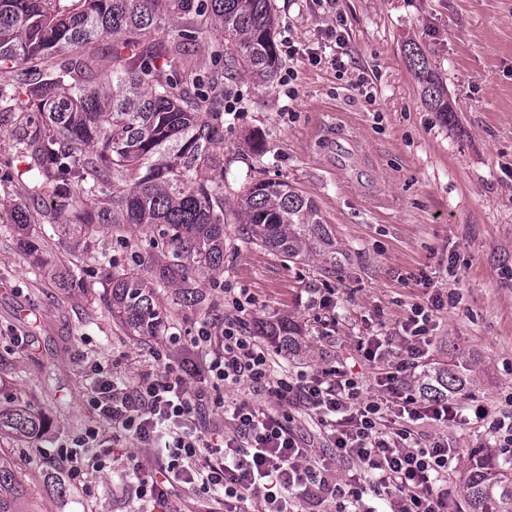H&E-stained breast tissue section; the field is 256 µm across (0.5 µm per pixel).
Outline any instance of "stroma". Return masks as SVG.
Here are the masks:
<instances>
[{"label":"stroma","mask_w":512,"mask_h":512,"mask_svg":"<svg viewBox=\"0 0 512 512\" xmlns=\"http://www.w3.org/2000/svg\"><path fill=\"white\" fill-rule=\"evenodd\" d=\"M282 65L272 83L228 74L224 93L236 110L224 114L216 149L224 155L227 205L246 175L263 173L302 189L318 204L348 258L325 272L291 263L244 242L237 225L224 240V274L200 282L214 296L209 313L181 315L176 333L220 330L234 309L225 288L256 300L249 325L287 316L306 335L308 371L354 357L359 337L397 332L428 289L447 293L434 314L432 358L449 344L480 359L483 385L475 400L506 406L512 398V0H273ZM345 40L336 42L334 28ZM318 50L313 64L304 48ZM419 49L448 89L454 119L442 124L425 106L406 53ZM23 198L0 184V400L39 410L47 431L31 450L10 454L29 478L14 512H136L125 469L127 454L143 467L155 455L123 440L110 468L64 479L46 491L53 449L87 429L104 443L112 426L87 403L88 362L133 377L163 370L177 353L168 337L132 341L99 301L74 298L40 278L78 244L90 243L116 269L137 256H160L145 232L120 243L108 230L55 225L41 261L23 250L25 235L44 225L13 223ZM337 302L334 313L319 306ZM425 434L456 448L448 502L457 512L462 480L494 443L488 428L428 426Z\"/></svg>","instance_id":"1"}]
</instances>
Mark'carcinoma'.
Returning <instances> with one entry per match:
<instances>
[{
  "label": "carcinoma",
  "instance_id": "1",
  "mask_svg": "<svg viewBox=\"0 0 512 512\" xmlns=\"http://www.w3.org/2000/svg\"><path fill=\"white\" fill-rule=\"evenodd\" d=\"M186 18L174 34H160L159 17ZM217 33L215 68L195 74L202 26ZM272 0H0V112L15 118V156L0 181L15 180L27 207L14 224L100 226L118 240L136 228L161 241L163 258L144 277L86 246L66 262L98 265L102 300L129 336H158L183 311H208L213 297L201 277L224 273V155L215 149L214 112L224 107V71L263 85L279 57ZM112 38V77L97 81L90 46ZM408 60L422 97L444 123L453 108L441 77L418 50ZM219 173L217 182L206 171ZM246 240L290 261L328 270L344 255L319 206L286 181L247 175L234 206ZM54 282L73 295L96 294L94 284L61 273ZM276 354L305 357L300 329L279 320ZM481 383L478 359L452 346L413 381L428 399L457 398ZM30 407L0 404V439L25 442L43 427ZM24 484L0 455V492ZM466 512H512V456L486 454L463 481Z\"/></svg>",
  "mask_w": 512,
  "mask_h": 512
}]
</instances>
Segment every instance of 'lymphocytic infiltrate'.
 <instances>
[{"instance_id": "f902f5d3", "label": "lymphocytic infiltrate", "mask_w": 512, "mask_h": 512, "mask_svg": "<svg viewBox=\"0 0 512 512\" xmlns=\"http://www.w3.org/2000/svg\"><path fill=\"white\" fill-rule=\"evenodd\" d=\"M237 316L221 333L201 329L181 342L179 362L161 373H142L117 383L100 362L89 403L111 421L113 442L130 437L142 448H160L154 467L136 473L134 494L143 506H164L173 489L188 485L209 512H448V472L456 457L447 440L423 439L425 426L485 423L496 447H512V413L481 404L423 398L411 385L414 371L430 357L432 313L442 305L433 295L416 306L389 336L360 338L356 358L378 366L381 398L363 395V378L346 365L306 372L275 369L262 337L245 324L254 300L226 291ZM249 383L248 395L221 400L228 431L208 432L198 417L212 392ZM301 404L324 439L310 448L283 413ZM112 449L88 430L57 456L70 478L104 470ZM353 469L336 479V461Z\"/></svg>"}]
</instances>
